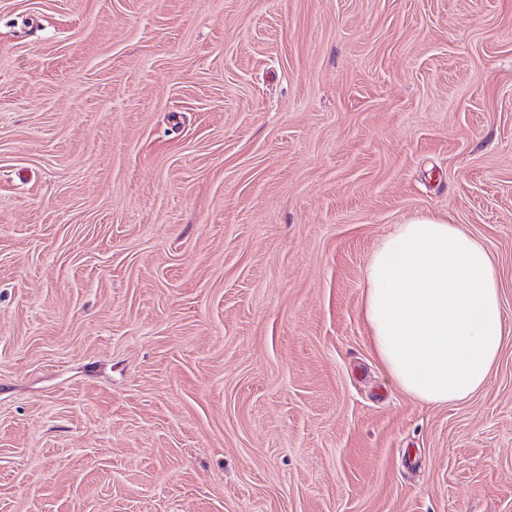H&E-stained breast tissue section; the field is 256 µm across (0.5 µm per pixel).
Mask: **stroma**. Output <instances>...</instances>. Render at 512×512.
<instances>
[{
	"mask_svg": "<svg viewBox=\"0 0 512 512\" xmlns=\"http://www.w3.org/2000/svg\"><path fill=\"white\" fill-rule=\"evenodd\" d=\"M420 216L512 330V0H0V512H512V333L372 349ZM364 317L391 378L427 404L464 401L490 377L505 337L492 257L453 224H398L365 274Z\"/></svg>",
	"mask_w": 512,
	"mask_h": 512,
	"instance_id": "35a3bbf8",
	"label": "stroma"
}]
</instances>
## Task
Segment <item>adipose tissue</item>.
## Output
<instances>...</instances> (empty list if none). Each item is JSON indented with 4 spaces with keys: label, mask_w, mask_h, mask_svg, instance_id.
<instances>
[{
    "label": "adipose tissue",
    "mask_w": 512,
    "mask_h": 512,
    "mask_svg": "<svg viewBox=\"0 0 512 512\" xmlns=\"http://www.w3.org/2000/svg\"><path fill=\"white\" fill-rule=\"evenodd\" d=\"M363 309L391 378L427 404L463 401L482 388L507 335L489 252L427 217L384 238L366 269Z\"/></svg>",
    "instance_id": "adipose-tissue-1"
}]
</instances>
